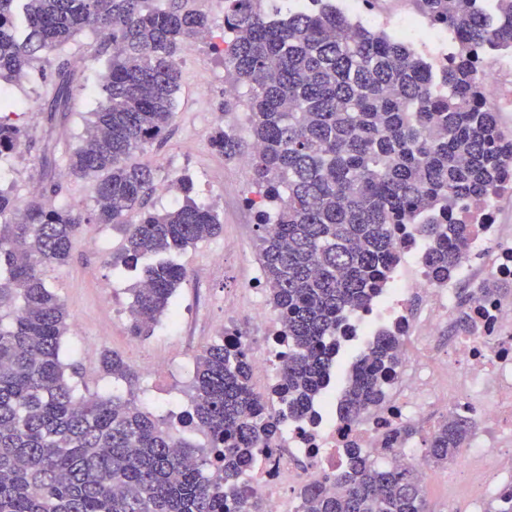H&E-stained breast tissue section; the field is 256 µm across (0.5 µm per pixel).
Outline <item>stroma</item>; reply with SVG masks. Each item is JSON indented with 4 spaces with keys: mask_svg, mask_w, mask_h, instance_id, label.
I'll return each instance as SVG.
<instances>
[{
    "mask_svg": "<svg viewBox=\"0 0 512 512\" xmlns=\"http://www.w3.org/2000/svg\"><path fill=\"white\" fill-rule=\"evenodd\" d=\"M101 56L99 36L86 30L61 49L43 55L29 76L7 83L18 103L26 145L0 166V186L11 189L19 203L45 194L58 205L91 204L94 181L71 178L61 157L78 143L89 112L102 99ZM63 61L70 66L75 91L65 110L52 112L48 106L54 94L55 72ZM181 70L167 140L133 157L134 162L155 170L158 181L191 177L197 201L212 207L223 226L218 236L174 255L188 274L174 298L177 322H162L152 335L133 338L128 316L130 287L142 270L133 267L119 274L113 272L112 256L120 250L122 236L111 226L88 225L86 232L75 238L69 261L49 274L50 284L70 314L71 327L61 341L60 356L68 366L76 397L131 393L146 410L173 423L188 405L192 382L191 375L180 372L179 363L221 342L220 327L224 324L260 342L263 327L247 317L246 311L267 300L266 294L256 290L261 277L258 214L246 203L252 191L247 174L239 161L225 160L209 145L217 125L246 130L247 113L241 106L223 109L224 60L211 43L196 42L185 50ZM90 236L100 238L102 247H87ZM217 251L224 254L219 265L210 260ZM107 349L136 369L145 359L172 363L166 391L156 392L153 380L144 375L132 388L107 377L100 364ZM461 463L458 457L449 460L437 469L435 481L424 484L427 512H471L473 498L487 490L480 469L472 470L469 481H461Z\"/></svg>",
    "mask_w": 512,
    "mask_h": 512,
    "instance_id": "obj_1",
    "label": "stroma"
}]
</instances>
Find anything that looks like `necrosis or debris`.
<instances>
[{"label":"necrosis or debris","instance_id":"obj_1","mask_svg":"<svg viewBox=\"0 0 512 512\" xmlns=\"http://www.w3.org/2000/svg\"><path fill=\"white\" fill-rule=\"evenodd\" d=\"M488 102L512 112V52L497 57L485 85ZM512 195V181L497 194L473 206L476 226L457 271L448 284L435 283L422 261L423 237L418 225L401 226L405 246L389 274V286L370 306L350 315L349 339L373 343L386 332H400L398 364L382 386L383 402L355 423L339 416V398L324 393L304 416L287 417L273 447L259 454L244 479L249 496L261 500L268 512H302L301 493L349 462V451L374 455L385 447L388 434L407 420L424 422L428 410L443 417H466L476 426L469 454L484 473L500 477L512 464V303L495 286L512 282V225L498 223L501 197ZM470 289L459 298L460 280ZM266 326L262 347L251 356L253 378L268 388L285 350L280 321L270 308H254ZM467 330H460L458 318Z\"/></svg>","mask_w":512,"mask_h":512}]
</instances>
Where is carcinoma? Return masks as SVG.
I'll return each instance as SVG.
<instances>
[{
  "instance_id": "carcinoma-1",
  "label": "carcinoma",
  "mask_w": 512,
  "mask_h": 512,
  "mask_svg": "<svg viewBox=\"0 0 512 512\" xmlns=\"http://www.w3.org/2000/svg\"><path fill=\"white\" fill-rule=\"evenodd\" d=\"M0 0V80L26 76L39 55L89 29L112 48L104 97L64 155L76 179L96 182L92 208L35 198L19 207L0 189V512H265L241 476L279 438L283 416L254 391L244 341L195 357L190 410L180 419L203 443L177 434L134 396L78 399L60 359L68 312L47 276L71 255L88 224L122 233L118 261L151 258L131 288V332L148 336L173 314L186 269L169 254L219 234L214 210L192 197L187 176L171 181L182 203L145 210L154 173L134 162L173 123L181 59L214 28L190 0ZM269 12L266 0H224V106L248 114L249 153L232 128L210 145L246 157L258 209L257 260L288 355L273 392L298 414L331 377L336 336L348 314L377 295L397 261V230L418 224L424 264L445 284L472 238L460 206L512 177V129L482 95L488 55L512 51V0H414L448 32L453 55L434 64L411 44L351 19L329 0ZM57 72L55 101L73 95ZM0 109V157L24 145ZM140 218L132 223L130 214ZM400 336L377 337L352 365L340 410L358 421L383 399ZM102 369L133 385L138 375L113 352ZM473 434L471 421L437 423L427 455L446 464ZM304 512H425L415 471L377 466L358 449L336 473V492L302 491Z\"/></svg>"
}]
</instances>
